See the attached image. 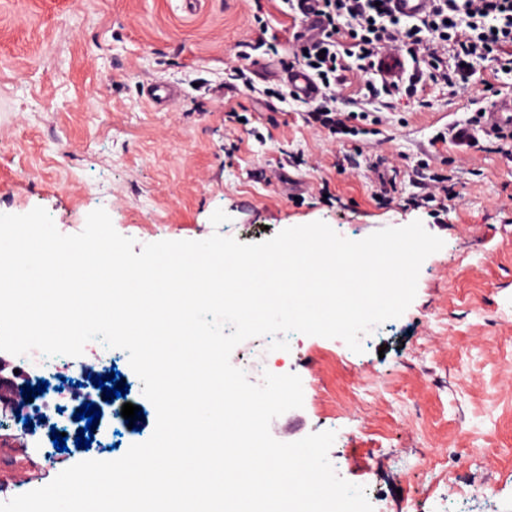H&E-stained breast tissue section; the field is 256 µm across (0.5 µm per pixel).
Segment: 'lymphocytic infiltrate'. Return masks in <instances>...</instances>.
<instances>
[{
	"label": "lymphocytic infiltrate",
	"mask_w": 512,
	"mask_h": 512,
	"mask_svg": "<svg viewBox=\"0 0 512 512\" xmlns=\"http://www.w3.org/2000/svg\"><path fill=\"white\" fill-rule=\"evenodd\" d=\"M294 21L307 10L323 19L320 36L299 33L294 58L321 87L307 119L332 134L346 133L348 112L336 90L352 67L369 70L382 47L395 46L425 64L431 81L468 89L476 66L512 73V0H435L432 12L413 22L393 14L390 0H283Z\"/></svg>",
	"instance_id": "lymphocytic-infiltrate-1"
}]
</instances>
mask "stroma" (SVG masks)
Wrapping results in <instances>:
<instances>
[{"label": "stroma", "mask_w": 512, "mask_h": 512, "mask_svg": "<svg viewBox=\"0 0 512 512\" xmlns=\"http://www.w3.org/2000/svg\"><path fill=\"white\" fill-rule=\"evenodd\" d=\"M255 36L250 0H0V213L40 206L73 235L102 208L139 247L255 243L314 221L358 241L421 221L444 246L408 309L359 353L301 336L304 405L270 432L335 431L329 460L375 512H512V157L483 133L468 148L450 136L484 105L483 85L421 81L341 140L308 124L304 103L225 98L237 46ZM251 54L256 86L278 84V60L254 43ZM159 85L175 101L151 104ZM376 159L398 172L383 202L365 170ZM423 163L454 178L446 212L408 202ZM116 381L140 409L112 440L119 458L156 411L139 384ZM21 455L0 444V492L54 479Z\"/></svg>", "instance_id": "stroma-1"}]
</instances>
